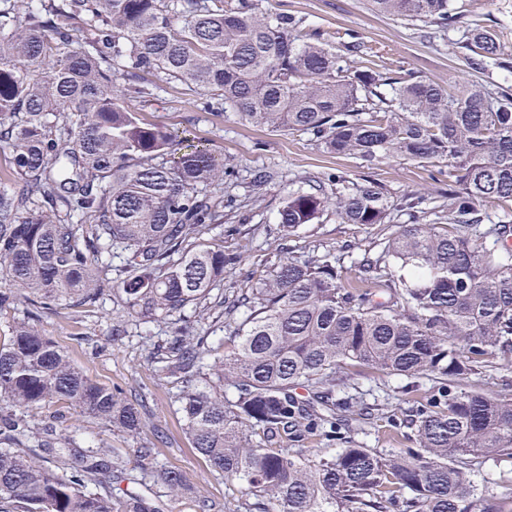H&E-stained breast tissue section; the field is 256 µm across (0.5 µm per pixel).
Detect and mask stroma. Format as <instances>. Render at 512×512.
<instances>
[{
  "instance_id": "1",
  "label": "stroma",
  "mask_w": 512,
  "mask_h": 512,
  "mask_svg": "<svg viewBox=\"0 0 512 512\" xmlns=\"http://www.w3.org/2000/svg\"><path fill=\"white\" fill-rule=\"evenodd\" d=\"M456 5L467 15L491 17L506 53L512 54V0H456ZM264 6L274 12L302 16L310 28L321 32L355 34L357 41L380 49L381 63L390 70L459 88L490 82L512 84V72L493 67L481 72L471 69L463 49L446 31L375 15L367 9L365 0H265ZM205 102V96L187 95L180 85L172 83L148 102L142 116L178 132L189 131L224 160L226 176L220 191L234 196L239 206L225 211L223 225L214 226L213 231L224 234L226 249H241L247 254L244 265L225 272V287H242L250 268L271 267L286 252L306 259L330 251L348 264L354 250L376 247V230L342 223L331 209L315 223L300 227L295 236H282L277 224L281 203L289 192L316 181L337 176L346 183L359 184L372 178L393 200L422 195L441 205L447 202L443 192L448 178L437 167L394 156L367 170L353 156L323 152L310 137L254 127L234 112L210 111ZM261 167L276 170L278 177L256 190L250 183V173ZM118 316L116 299L111 295L75 307L59 301L36 308L22 299L0 310V339L15 323L34 320L37 328L93 380L117 392L146 396L147 408L137 432L116 428L74 406L65 410L69 432L78 446L101 444L129 458L134 457L136 449H156L158 462L181 470L191 490L224 503L229 489L223 476L194 449L179 411L177 385L162 378L150 359L153 347L172 335L177 325L161 318L148 322L132 319L126 335L116 341L112 326ZM140 478V469L130 470L128 480L114 484L112 490L154 498L162 512H193L189 497L172 495L159 485H141Z\"/></svg>"
}]
</instances>
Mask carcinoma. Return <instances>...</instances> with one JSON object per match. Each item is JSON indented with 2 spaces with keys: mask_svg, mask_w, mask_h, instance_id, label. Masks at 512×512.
I'll use <instances>...</instances> for the list:
<instances>
[{
  "mask_svg": "<svg viewBox=\"0 0 512 512\" xmlns=\"http://www.w3.org/2000/svg\"><path fill=\"white\" fill-rule=\"evenodd\" d=\"M370 5L460 34L474 70L512 69L500 32L453 0ZM334 41L263 0H0V143L13 155L0 182V276L12 285L0 309L17 291L93 303L112 282L99 257L116 253L127 314L223 315L216 344L180 327L153 360L180 384L194 448L237 486L227 512H512V477L473 479L488 460L512 468V389L473 384L512 363V226L486 212L512 203V87L411 81L376 69L373 48L356 61ZM146 74L363 168L389 156L443 164L448 209L395 225L398 205L375 181L291 193L277 215L284 234L332 206L345 224L384 225L381 251L352 267L329 251L285 256L225 294L224 271L244 253L204 238L224 219L211 191L224 162L140 118ZM364 372L409 379L407 414L357 409L349 388ZM57 403L140 428L138 398L93 381L35 324L14 325L0 341V512H158L112 493L129 460L111 448H68L46 426L28 455L31 412ZM354 422L399 447H317ZM136 452L144 476L187 490L154 449Z\"/></svg>",
  "mask_w": 512,
  "mask_h": 512,
  "instance_id": "cac0c4a2",
  "label": "carcinoma"
}]
</instances>
